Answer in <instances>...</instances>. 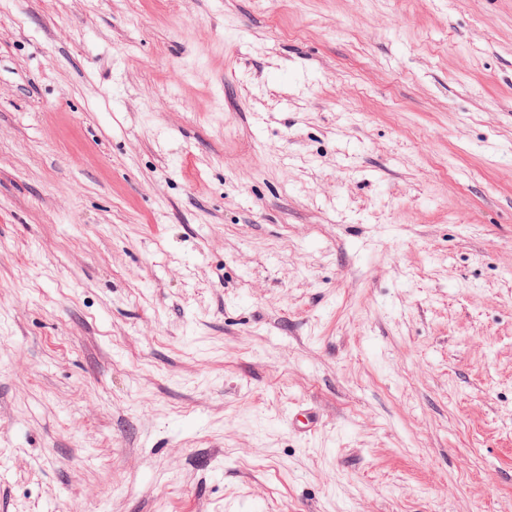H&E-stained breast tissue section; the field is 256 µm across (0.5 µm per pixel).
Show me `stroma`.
<instances>
[{
    "label": "stroma",
    "mask_w": 512,
    "mask_h": 512,
    "mask_svg": "<svg viewBox=\"0 0 512 512\" xmlns=\"http://www.w3.org/2000/svg\"><path fill=\"white\" fill-rule=\"evenodd\" d=\"M0 512H512V0H0Z\"/></svg>",
    "instance_id": "1"
}]
</instances>
